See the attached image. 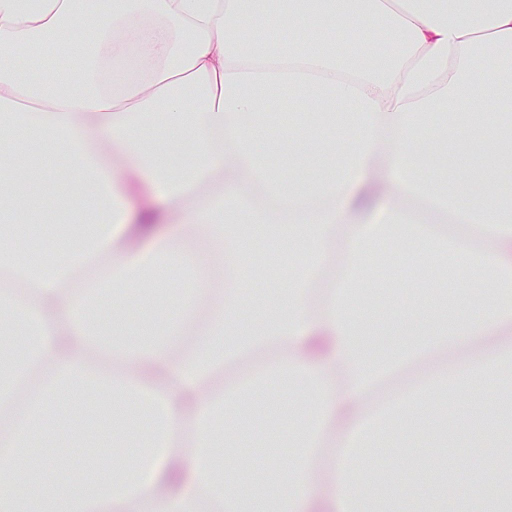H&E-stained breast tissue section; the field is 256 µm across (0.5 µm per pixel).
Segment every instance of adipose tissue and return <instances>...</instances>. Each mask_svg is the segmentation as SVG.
Here are the masks:
<instances>
[{"label":"adipose tissue","instance_id":"1","mask_svg":"<svg viewBox=\"0 0 512 512\" xmlns=\"http://www.w3.org/2000/svg\"><path fill=\"white\" fill-rule=\"evenodd\" d=\"M292 49L245 41L243 20L268 25L267 0H0V314L22 344L0 372V512H304L331 471L341 512L368 493L371 441L396 414L427 416L409 447L420 460L384 476L372 512H512V435L480 412L436 405L448 390L494 389L512 401V0H280ZM363 25V52L341 35ZM73 48L76 81L33 76L22 57ZM280 89L315 128V147L280 160L274 129L296 113L272 110ZM357 121L339 154L336 109ZM465 115L452 166L422 174L442 139L436 110ZM389 173L392 193L370 221H354L363 185ZM159 200L179 238L123 246L139 215L133 179ZM37 223L74 225L40 239ZM342 227V265L318 309L309 294ZM204 229L208 247L190 246ZM481 240L473 248L467 237ZM265 242L271 302L246 258ZM221 257L232 288L205 320ZM177 295L135 321L125 304L144 277ZM396 277L419 295L363 305ZM194 335L193 353L180 347ZM133 373L108 372L93 353ZM103 397L110 447L63 469L29 466L33 430L59 443L79 393ZM305 400L278 418L280 394ZM289 449L283 471H239L217 441ZM336 437V458L324 442ZM478 447L481 467L449 490L450 454ZM185 455L194 476L178 497L160 475Z\"/></svg>","mask_w":512,"mask_h":512}]
</instances>
